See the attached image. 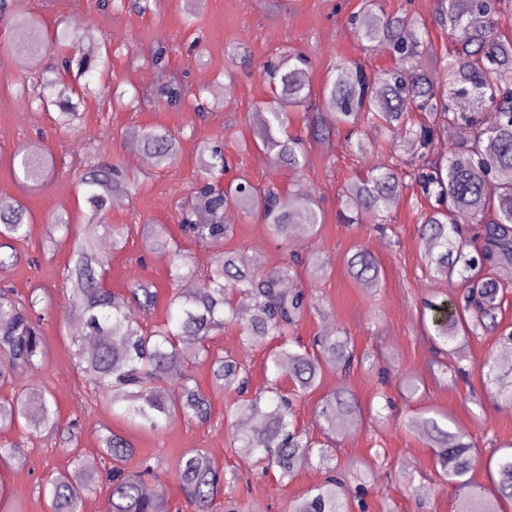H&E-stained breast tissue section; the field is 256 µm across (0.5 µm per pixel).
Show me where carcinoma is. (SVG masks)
Returning a JSON list of instances; mask_svg holds the SVG:
<instances>
[{"label":"carcinoma","mask_w":512,"mask_h":512,"mask_svg":"<svg viewBox=\"0 0 512 512\" xmlns=\"http://www.w3.org/2000/svg\"><path fill=\"white\" fill-rule=\"evenodd\" d=\"M507 13L512 14V0H437L434 25L452 36L463 30L466 36L453 42L439 63L426 68L422 58L430 49L427 24L414 15L386 12L380 0H363L360 12L353 16L358 37L390 55L395 64L369 74L354 60L337 61L310 116L311 134L316 138L335 125L349 127L353 135L360 123L368 121L401 142L403 152L415 155L407 171L391 162L347 182L339 214L347 224L369 218L385 223L406 188L407 177L424 196L435 199L432 210L421 217L425 264L429 275L448 283L458 297L453 303L430 301L427 306L435 339L462 360L470 337L496 326L504 294L512 287L494 276L498 269H512V32L501 26ZM0 20L8 22L14 36L39 57L44 26L27 10L25 0H0ZM87 42L104 44L106 39L93 27L75 31L59 21L53 28L51 45L62 57L59 70L42 73L37 100L59 129L68 130L81 120L78 104L73 102L81 90L69 78L84 77L109 62L107 55L95 60L81 53ZM262 75L270 96L255 106L260 140L274 152L276 162L297 171L305 165L306 148L302 137L288 131L289 114L312 95L311 62L302 52H284L265 62ZM110 97L112 106L129 112H138L145 104L138 92L130 94L119 83L112 86ZM157 98L173 107L185 105L199 115L220 105L199 97L189 101L179 83L161 89ZM462 99L469 102L465 110L459 108ZM414 112L424 117L415 122ZM449 126L457 131V140L448 155L436 157L438 131ZM139 138L154 167L164 169L177 162L176 134L143 127ZM197 152V179L180 221L187 237L221 246L234 235V225L224 222V213L231 207L258 218L266 234L276 240L318 234L323 210L316 198L299 188L286 193L274 185L226 186L229 162L222 148L206 141ZM52 164V156L36 148L20 154L19 167L27 182H42ZM79 185L89 220L103 222L113 195L135 192L138 179L117 162L93 163ZM29 214L20 200L0 199V270L20 259L13 242L28 235ZM171 241L164 225H150L147 247L172 251L174 292L169 307L175 314L149 330L135 318L133 309L155 306L152 285L136 280L126 295L103 288L104 262L96 246L79 237L72 240L66 293L81 311L85 334L70 340L85 380L106 393L111 408L121 409L140 427L162 430L182 416L205 423L212 415L211 404L192 373L182 369L186 356L193 355L210 365L213 381L224 392L236 396L227 415L254 422L250 430L237 435L238 452L255 457L264 472L277 467L282 481L314 461L328 466L334 457L333 445L357 422L361 406L349 393L323 397L316 410L323 440L317 441L294 425V400L313 392L327 369L346 374L365 357L355 353L343 329L315 336L308 348L298 346L291 330L320 308L305 289L285 287L292 265L263 273L256 255L236 249L220 253L199 275L185 252L171 250ZM6 248L10 252H4ZM348 265L364 284L379 283L381 268L368 254L354 253ZM41 302L34 294L20 302L0 289V355L6 357V362H0V381L43 362L42 339L32 320ZM229 325L237 327L243 353L270 344L264 361L270 378L261 394L247 395L249 365L241 356L211 350V336ZM482 367L492 399L511 406L512 364L487 360ZM174 373L180 375V394L169 399L165 384ZM22 423L34 432L59 429L58 411L46 392L0 402L1 431ZM409 428L428 440L440 477L456 486L450 512H502V501L512 502V450L487 460L495 463L497 472L488 487L468 477L476 453L465 432L452 431L424 413L412 419ZM100 448L110 463L104 475L76 463L72 470L48 480L45 491L51 512H82L85 498L101 482L110 490L112 512H167L163 492L148 479L153 474L150 465L136 475L121 467L134 453L127 437L109 430ZM202 457L201 449L190 448L176 465V478L187 499L198 512H207L210 503L222 496L225 512H244L233 495L237 477H226L224 468L206 464ZM352 506L351 484L342 472L332 469L322 483L293 502L291 512H350Z\"/></svg>","instance_id":"obj_1"}]
</instances>
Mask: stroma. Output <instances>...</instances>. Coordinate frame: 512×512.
Instances as JSON below:
<instances>
[{"label": "stroma", "mask_w": 512, "mask_h": 512, "mask_svg": "<svg viewBox=\"0 0 512 512\" xmlns=\"http://www.w3.org/2000/svg\"><path fill=\"white\" fill-rule=\"evenodd\" d=\"M134 3L123 0L121 7L101 10L91 0L29 2L31 12L39 16L45 29H53L59 20L70 23L78 18L84 25L98 28L111 44V69L81 99L82 119L71 131L56 130L48 112L23 102L17 92L19 83L33 77L37 69L56 64L55 48L44 44L37 63L25 66L20 65L15 52L0 53V197L23 201L32 215L29 236L15 244L21 259L0 272V284L10 286L21 298L32 289H40L53 302L39 323L45 349L42 365L17 373L0 385V401L15 399L22 391L48 390L57 402L62 424H74L76 436L71 445L57 435H33L18 427L0 433L15 450L11 464H0V482L9 489L7 512H49L43 487L49 478L70 469L73 462H89L94 471H104L100 438L109 430L126 434L135 447L124 464L127 472L140 471L142 460L155 456V482L164 492L170 512H194L175 478L176 464L189 448L203 449L226 473L238 477L236 497L249 512H289L293 501L325 477L322 468L306 465L292 480L283 482L277 472L264 475L256 464L244 463L242 454L234 450V438L242 426L226 424L224 411L230 398L213 383L204 364L193 363L191 370L211 402L210 424L181 418L155 433L134 428L112 411L86 384L73 356L70 337L74 308L63 293L70 244L61 239L54 248L45 246L52 217L58 212L70 216L74 234L104 243L112 292H126L135 280L157 288L154 309L142 317L151 326L166 321L169 314L171 258L147 248L145 225H166L201 274L223 249H248L260 256L266 272L287 264L290 256L320 252L322 272L301 265L291 280L293 287L313 288L320 308L298 325L295 336L305 345L324 330H346L356 351L367 353L372 364L345 376L326 373L320 387L298 401L296 424L312 437H319L313 424L317 402L326 394L350 391L359 400L362 413L353 431L337 445L336 464L342 470L353 462L370 466L372 476L364 495L366 512H448L454 488L439 481L432 448L408 428L407 422L427 409L447 414L456 427L471 436L483 457L512 444V408L492 400L481 369L485 359H499L504 350L500 336L512 331V294L498 315V328L471 338L467 360L448 357V367L463 366V374L434 381L431 371L437 355L424 301L445 298L450 290L426 271L420 214L429 209V202L410 185L389 213L385 229L370 223L348 226L337 218L343 185L368 168L390 161L395 155L391 141L377 126L363 123L359 135L370 142L371 151L359 156L352 152L345 131H334L323 139L308 140L307 163L304 169L294 171L275 165L256 135L252 117L254 103L268 95L261 66L284 48L308 54L316 92L336 59L359 61L370 71L390 66V57L368 50L353 32L350 17L359 11L362 0H278L273 10L267 0H198L190 26L184 22L185 0H149L144 10L135 8ZM161 47L166 50L165 61L152 65L150 58ZM176 79L190 90H202L205 99L227 93L232 102L211 109L201 120L187 110L161 103L136 114L115 111L109 105L113 83L153 93ZM145 126H161L178 136L180 161L176 166L158 169L149 164L130 165L127 141ZM203 141L223 143L231 165L229 178L244 175L252 183H273L287 191L308 187L320 197L325 213L317 236L284 248L267 236L257 219L236 211L232 214L235 233L225 240L223 248L184 239L178 225L179 204L195 180L197 147ZM242 141L247 142V151H239ZM33 145L49 152L55 164L54 174L39 186L24 185L23 175L13 162L17 150ZM94 159L118 161L140 179L135 195L122 197L120 204L111 206L103 224L86 221L77 187L79 176ZM113 224L125 228L126 244L119 252L107 246ZM359 248L378 259V286L367 287L349 275L347 260ZM407 375L424 382L411 400L401 392V380Z\"/></svg>", "instance_id": "1"}]
</instances>
